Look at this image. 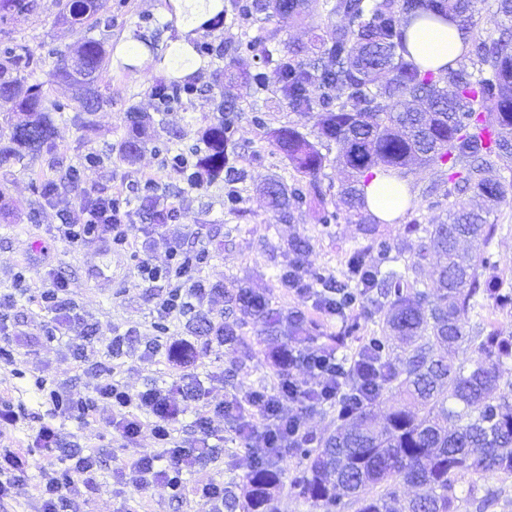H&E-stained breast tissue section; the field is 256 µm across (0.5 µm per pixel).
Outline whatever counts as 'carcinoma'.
I'll return each mask as SVG.
<instances>
[{
    "mask_svg": "<svg viewBox=\"0 0 512 512\" xmlns=\"http://www.w3.org/2000/svg\"><path fill=\"white\" fill-rule=\"evenodd\" d=\"M209 2L191 12L185 4L171 7L188 17L207 14L198 29L207 41L196 51L210 57V91L219 98L216 113L204 127L194 149L197 188L223 179L232 191L247 178L236 166L237 144L230 131L237 100H224V81L239 86L245 99L268 89L265 73L235 74L230 64L245 47L268 59L275 57L277 81L273 94L288 108L315 118L308 136L294 125L266 132V139L288 160L299 176L291 186L272 179L263 187L267 211L291 219L307 204L322 212L328 224L343 218L359 226L370 244L347 260L343 281L321 276L316 282L336 288V308L357 307L369 314L364 294L380 289L375 304L382 336H370L366 349L383 370L378 399L357 404L347 395L336 404V430L312 448H294L302 470L291 487L317 512H458L464 502L475 512H487L497 495L477 496L471 488L458 495L456 476L497 470L512 475V397L496 395L500 369L512 363V332L484 325L468 326L479 299L512 313V288L502 287L497 262L482 250L471 253L468 242L484 248L497 225L489 217L512 198V182L491 178L512 167V26L499 28L496 38L485 37L474 16L483 0H327L323 22L315 26L307 45L277 40L278 31L257 30L235 44L210 39L224 34V10L209 14ZM239 15L256 21L276 16L304 21L316 9L315 0H236ZM58 20L77 40L66 50L55 49V62L43 72L42 58L30 41L11 34L9 25L19 14H33L40 0H0V101L22 119L0 135V165L38 156L54 146L51 113L61 106L50 101L47 86L62 84L74 90L69 109L74 123L90 126L88 115L109 102L98 90L111 63L112 50L104 37L94 35L112 26L104 15L106 0H55ZM447 18L458 23L466 53L465 65L435 73L412 60L407 27L415 18ZM204 72L155 80L150 90L167 98H183ZM128 132L118 145L120 159L136 160L145 144L147 121L130 107ZM336 145L335 157L328 150ZM335 164L348 172L336 198H327L321 184L325 168ZM428 171L453 191L475 193L477 210L448 203V221L420 228L424 231L416 260L401 272L382 270L391 246L376 237L381 220L366 209L365 187L378 172L399 179L412 167ZM142 210L153 224L176 218L172 206L156 195L143 197ZM378 249L379 260L370 258ZM290 269L280 280L305 269L309 244L296 241ZM434 252L442 264L435 271L436 289L418 287L422 261ZM248 313L260 332L282 336L300 345L310 339L304 320L270 307L265 295L239 288L224 291V341L236 344L242 323L236 311ZM282 473L262 462L242 483V495L224 488L227 512H275V492ZM413 486L420 492L401 496Z\"/></svg>",
    "mask_w": 512,
    "mask_h": 512,
    "instance_id": "carcinoma-1",
    "label": "carcinoma"
}]
</instances>
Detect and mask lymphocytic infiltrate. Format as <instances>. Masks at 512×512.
<instances>
[{"label": "lymphocytic infiltrate", "instance_id": "1", "mask_svg": "<svg viewBox=\"0 0 512 512\" xmlns=\"http://www.w3.org/2000/svg\"><path fill=\"white\" fill-rule=\"evenodd\" d=\"M57 216L58 240L72 245L93 240L113 251L137 256L127 201L121 195L71 202L59 209ZM160 230L166 247L165 263L156 265L149 259L139 258L137 265L142 283L165 284L156 306L159 319L185 316L223 296V289L206 285L195 276L210 258L208 249L185 248L184 225L164 224ZM273 362L277 378L272 387L216 404L202 388L176 382L164 386L149 383L138 392H129L107 367L95 370L93 384L84 396L76 398L54 389L49 393V400L55 413L80 424L103 423L127 443L134 442L143 427H150L161 452L128 461L124 466L127 483L139 491L162 483L175 497L191 494L208 503L211 512H223L222 483L209 480L190 485L185 480L187 474L205 467L217 456L216 447L210 442L215 418L237 417L241 439L253 448L255 458L260 459L274 455L287 442L308 440L304 429L307 410L335 404L352 385L360 387L362 396L370 402L379 391L380 367L362 349L346 359L326 346L304 349L291 343L274 352ZM299 366L308 370L309 386L294 381L293 370ZM189 398L195 399L200 409L191 423V436L178 440L172 434L173 426L183 414V401ZM23 419L13 399L1 396L0 499L13 496L22 473L29 466L26 454L5 443ZM28 444L56 455L59 463L58 469L44 472L39 483L40 512H76L84 493L94 488L97 455L79 443L64 444L50 421L41 422L33 430Z\"/></svg>", "mask_w": 512, "mask_h": 512}]
</instances>
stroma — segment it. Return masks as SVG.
I'll use <instances>...</instances> for the list:
<instances>
[{
    "instance_id": "stroma-1",
    "label": "stroma",
    "mask_w": 512,
    "mask_h": 512,
    "mask_svg": "<svg viewBox=\"0 0 512 512\" xmlns=\"http://www.w3.org/2000/svg\"><path fill=\"white\" fill-rule=\"evenodd\" d=\"M168 0H108L112 27L107 39L113 58L122 59L125 69L111 68L101 86L111 98V105L92 115L91 130L74 125L68 110L71 93L54 86L50 97L63 104L55 113V145L33 160L0 167V193L14 206L10 216L0 217V297H12L8 332L14 359L0 363V395L12 397L25 406L28 417L13 431L11 444L26 448L27 436L50 416L46 401L48 388L59 386L70 394H85L91 381L75 362L68 341L48 340L44 330L56 319L54 313L40 309L38 297L53 280L68 282L74 308L67 313L68 322L94 333L99 348L98 361L111 367L116 379L128 390H142L150 382L170 380L173 370L166 352H158L145 361L141 353L153 339L169 342L181 336H196L200 330L195 320L181 317L168 321L164 331H157L155 305L160 288L145 287L126 254H109L107 247L91 242L72 246L54 236L58 222L54 202L42 197L45 180L56 179L69 169L79 170L74 186L64 189L66 199L95 198L121 192L129 202L130 221L137 241L145 245V258L154 264L165 260V247L140 209L143 191L138 184L141 175L158 178V195L177 211L178 223L188 225L190 232L183 243L188 248L207 247L208 264L199 279L210 285L229 289L242 285L265 294L273 308L284 313L302 312L305 319L316 323L315 343L325 342L341 327L337 318H327L315 306L302 302L291 289L283 287L277 274L289 259V244L296 238L309 239L312 252L306 278L323 276L342 280L345 257L363 246L356 225L338 221L319 223L314 212L302 208L291 222L270 218L266 211L263 186L276 178L291 183L294 173L287 160L267 143V127L297 125L300 131L312 133L313 122L287 110L271 93L264 92L241 100L242 116L237 124L235 140L240 146L239 163L248 177L240 186L242 201L230 207L225 198L223 181H215L199 189L189 188L179 171L164 167L168 157L190 153L199 143L202 127L215 110L212 95H192L189 103L174 112L159 113L148 89L151 79L163 76L162 64L133 38L134 30L159 34V52L170 56L180 46L188 27L172 20ZM38 13L14 18L11 27L16 35L26 37L38 54L51 49H66L75 36L57 20L54 0H41ZM136 107L150 115L146 148L135 163L120 160L114 147L128 129L127 110ZM409 181L415 191L412 218L419 224L439 223L446 218L448 199L442 191L432 190L431 174L414 171ZM498 231L489 250L500 263L505 287H512V203L501 206L493 215ZM40 242L39 252H30L31 242ZM119 264V275L110 288H100L92 277L95 268L107 263ZM24 283H17V276ZM126 335L125 353L112 357L106 347L115 335ZM277 336L257 335L252 321H245L237 346L202 350L191 376L200 377L212 402L224 400L230 393L271 386L276 370L270 362L272 352L283 346ZM63 440H75L93 450L99 459L94 475L95 488L80 501L81 512H208L205 502L194 497L177 499L168 488L157 484L139 492L118 476L120 467L133 457L156 454L150 431H142L134 443L123 442L98 423L81 425L64 418L54 419ZM220 457L198 474L187 476V483L211 479L231 486L241 482L252 466L251 455L236 440L234 425L223 419L214 422ZM33 466L8 502L0 504V512H39L38 484L41 471L51 460L43 453L33 455Z\"/></svg>"
}]
</instances>
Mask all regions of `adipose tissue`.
<instances>
[{"label":"adipose tissue","mask_w":512,"mask_h":512,"mask_svg":"<svg viewBox=\"0 0 512 512\" xmlns=\"http://www.w3.org/2000/svg\"><path fill=\"white\" fill-rule=\"evenodd\" d=\"M410 54L422 69L438 70L454 63L463 53V43L455 23L418 19L407 31ZM369 212L393 221L405 211L410 199L406 181L376 174L365 189Z\"/></svg>","instance_id":"obj_1"}]
</instances>
